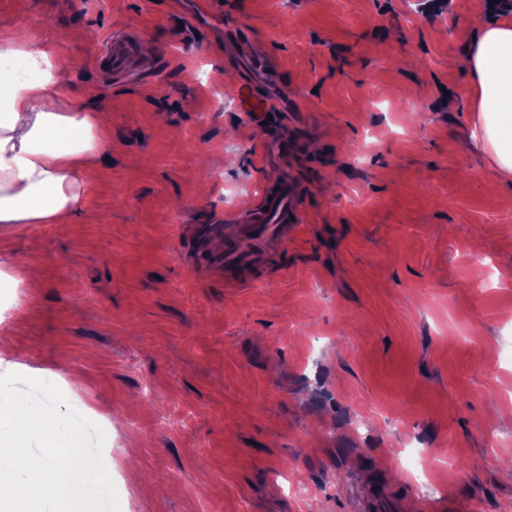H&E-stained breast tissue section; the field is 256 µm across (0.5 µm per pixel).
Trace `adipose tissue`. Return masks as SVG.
I'll use <instances>...</instances> for the list:
<instances>
[{
    "instance_id": "1",
    "label": "adipose tissue",
    "mask_w": 512,
    "mask_h": 512,
    "mask_svg": "<svg viewBox=\"0 0 512 512\" xmlns=\"http://www.w3.org/2000/svg\"><path fill=\"white\" fill-rule=\"evenodd\" d=\"M460 63L474 90L468 126L473 151L489 173L512 183V14L473 21ZM58 47L28 31L0 37V60L35 72L0 76V233L21 224H56L79 208L92 160L110 144L108 117L64 101L51 71Z\"/></svg>"
}]
</instances>
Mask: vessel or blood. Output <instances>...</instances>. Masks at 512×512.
<instances>
[{
	"mask_svg": "<svg viewBox=\"0 0 512 512\" xmlns=\"http://www.w3.org/2000/svg\"><path fill=\"white\" fill-rule=\"evenodd\" d=\"M137 44L133 31L116 30L109 34L100 47V64L105 74L118 80L137 78ZM276 184V189L266 190L258 203L238 217L231 231L214 225V233L221 236V251L209 265L223 270L226 278L250 282L252 272L267 270L299 229L292 181L284 176Z\"/></svg>",
	"mask_w": 512,
	"mask_h": 512,
	"instance_id": "obj_1",
	"label": "vessel or blood"
}]
</instances>
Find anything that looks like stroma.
I'll return each mask as SVG.
<instances>
[{"instance_id": "35a3bbf8", "label": "stroma", "mask_w": 512, "mask_h": 512, "mask_svg": "<svg viewBox=\"0 0 512 512\" xmlns=\"http://www.w3.org/2000/svg\"><path fill=\"white\" fill-rule=\"evenodd\" d=\"M480 0H0L112 146L79 211L0 238V374L106 434L120 512H512V186L476 179ZM132 28L153 64L107 79ZM287 96L270 122L241 90ZM288 172L299 230L246 285L209 227ZM23 278L16 287L13 277ZM136 32L113 30L100 47V64L112 79L133 80L138 77Z\"/></svg>"}]
</instances>
